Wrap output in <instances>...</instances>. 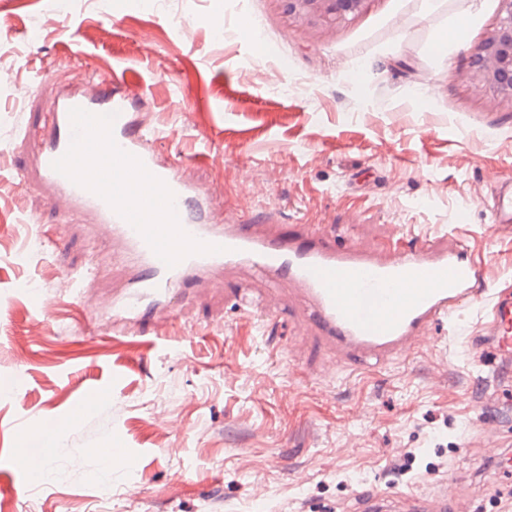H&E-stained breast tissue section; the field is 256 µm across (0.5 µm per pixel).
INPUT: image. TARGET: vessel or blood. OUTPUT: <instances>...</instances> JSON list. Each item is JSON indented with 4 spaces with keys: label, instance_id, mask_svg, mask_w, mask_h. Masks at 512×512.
I'll list each match as a JSON object with an SVG mask.
<instances>
[{
    "label": "vessel or blood",
    "instance_id": "obj_1",
    "mask_svg": "<svg viewBox=\"0 0 512 512\" xmlns=\"http://www.w3.org/2000/svg\"><path fill=\"white\" fill-rule=\"evenodd\" d=\"M133 98L118 83L64 92L34 155L51 202L92 215L128 268L112 296L113 331L149 334L177 313L178 287L246 270L271 287L293 286L316 335L359 370L397 358L479 295L481 263L457 237L371 251L337 245L320 224L216 220L198 186L159 161L157 132ZM105 157L115 176L103 173ZM131 182L140 183L138 193L127 192ZM497 182L493 221L512 224V177L501 173ZM474 342L512 362L511 289L492 294L491 319Z\"/></svg>",
    "mask_w": 512,
    "mask_h": 512
}]
</instances>
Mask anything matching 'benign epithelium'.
<instances>
[{
	"instance_id": "7a95c632",
	"label": "benign epithelium",
	"mask_w": 512,
	"mask_h": 512,
	"mask_svg": "<svg viewBox=\"0 0 512 512\" xmlns=\"http://www.w3.org/2000/svg\"><path fill=\"white\" fill-rule=\"evenodd\" d=\"M288 21L317 33L333 31L364 13L372 0H278ZM497 19L472 51L467 78L494 100L512 105V0H499Z\"/></svg>"
}]
</instances>
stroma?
I'll use <instances>...</instances> for the list:
<instances>
[{
  "mask_svg": "<svg viewBox=\"0 0 512 512\" xmlns=\"http://www.w3.org/2000/svg\"><path fill=\"white\" fill-rule=\"evenodd\" d=\"M0 0V476L24 478L29 432L56 480L0 512H359L448 496L512 507V379L470 333L512 287V227L474 197L512 171V107L466 77L499 0H372L336 32L290 24L277 0ZM463 43L437 52L438 33ZM123 72L157 143L226 217L323 224L340 245L466 236L486 293L390 364L348 370L289 299L264 315L245 275L180 293L164 339L122 336L126 278L90 225L28 181L49 105L74 75ZM220 154L223 164L211 163ZM63 229L65 248L48 234ZM126 448L102 504L95 451ZM88 454L73 460L76 449Z\"/></svg>",
  "mask_w": 512,
  "mask_h": 512,
  "instance_id": "1",
  "label": "stroma"
}]
</instances>
